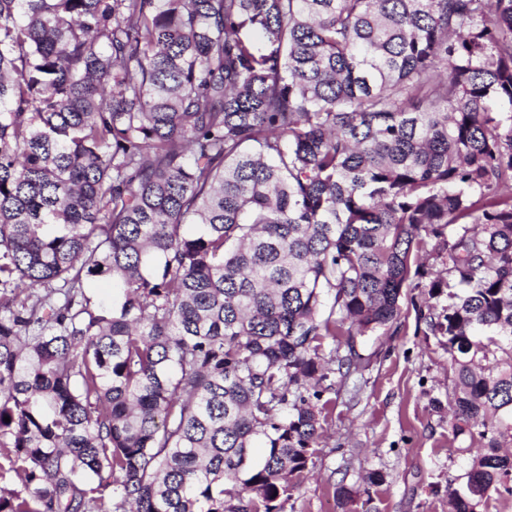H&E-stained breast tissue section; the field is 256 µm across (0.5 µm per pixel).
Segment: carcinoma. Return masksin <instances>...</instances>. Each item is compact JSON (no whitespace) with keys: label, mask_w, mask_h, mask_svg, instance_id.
<instances>
[{"label":"carcinoma","mask_w":512,"mask_h":512,"mask_svg":"<svg viewBox=\"0 0 512 512\" xmlns=\"http://www.w3.org/2000/svg\"><path fill=\"white\" fill-rule=\"evenodd\" d=\"M408 288L480 512L512 494V0H0V512H282ZM84 291L96 304L112 305V298L117 293L112 282L106 279H90L84 284Z\"/></svg>","instance_id":"obj_1"}]
</instances>
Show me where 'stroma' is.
<instances>
[{"mask_svg":"<svg viewBox=\"0 0 512 512\" xmlns=\"http://www.w3.org/2000/svg\"><path fill=\"white\" fill-rule=\"evenodd\" d=\"M360 371L330 395L325 437L283 512H449L470 440L448 424V339L431 336L411 304L400 319L356 340ZM382 484H368L369 472ZM352 491L348 504L334 488Z\"/></svg>","mask_w":512,"mask_h":512,"instance_id":"35a3bbf8","label":"stroma"}]
</instances>
